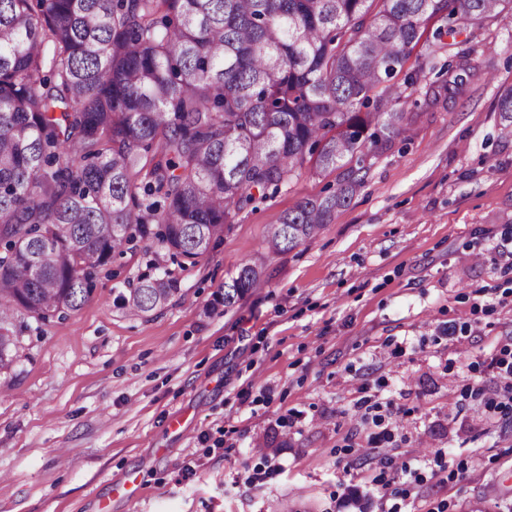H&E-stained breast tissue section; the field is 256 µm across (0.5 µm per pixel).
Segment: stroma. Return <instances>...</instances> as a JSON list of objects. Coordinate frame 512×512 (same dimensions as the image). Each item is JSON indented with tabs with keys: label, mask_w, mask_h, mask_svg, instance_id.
I'll return each instance as SVG.
<instances>
[{
	"label": "stroma",
	"mask_w": 512,
	"mask_h": 512,
	"mask_svg": "<svg viewBox=\"0 0 512 512\" xmlns=\"http://www.w3.org/2000/svg\"><path fill=\"white\" fill-rule=\"evenodd\" d=\"M464 54L477 74L425 103L312 239L267 245L339 171L256 201L196 263L138 240L79 309L18 312L0 512H339L349 492L369 512H512V409L489 367L512 341V19L456 36L428 81ZM257 257L263 286L214 307ZM159 268L178 292L129 315L119 292ZM130 477L135 498H112Z\"/></svg>",
	"instance_id": "1"
}]
</instances>
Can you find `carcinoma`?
<instances>
[{
    "label": "carcinoma",
    "instance_id": "carcinoma-1",
    "mask_svg": "<svg viewBox=\"0 0 512 512\" xmlns=\"http://www.w3.org/2000/svg\"><path fill=\"white\" fill-rule=\"evenodd\" d=\"M511 13L512 0H0V373L16 311L78 309L95 270L139 238L202 257L315 155L342 180L267 244L312 238L361 187L366 157L409 130L402 100L443 38ZM434 19L435 42L397 85ZM446 74L435 100L474 66ZM498 112L512 130V87ZM261 275L243 264L216 304L234 307ZM176 292L164 270L117 300L145 316Z\"/></svg>",
    "mask_w": 512,
    "mask_h": 512
}]
</instances>
